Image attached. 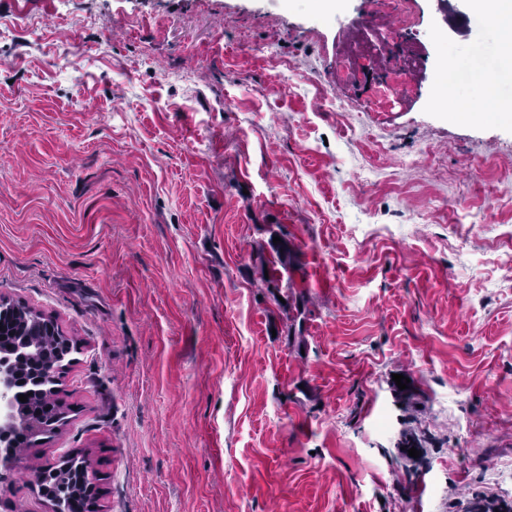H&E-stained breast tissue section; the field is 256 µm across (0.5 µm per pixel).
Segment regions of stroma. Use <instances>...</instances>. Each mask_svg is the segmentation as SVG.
<instances>
[{
  "label": "stroma",
  "mask_w": 512,
  "mask_h": 512,
  "mask_svg": "<svg viewBox=\"0 0 512 512\" xmlns=\"http://www.w3.org/2000/svg\"><path fill=\"white\" fill-rule=\"evenodd\" d=\"M369 2L0 0V297L76 345L0 512L66 453L96 512H512V110L460 109L497 30Z\"/></svg>",
  "instance_id": "1"
}]
</instances>
